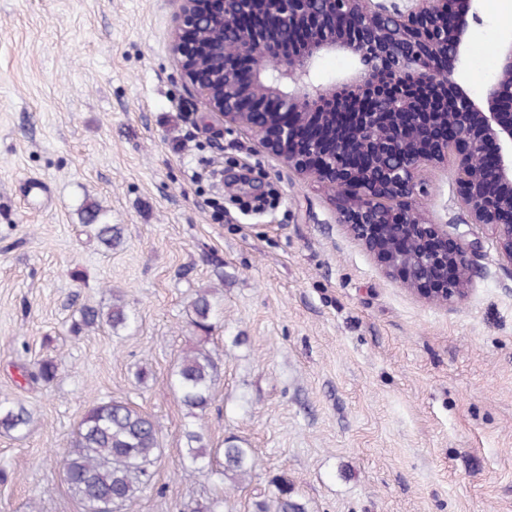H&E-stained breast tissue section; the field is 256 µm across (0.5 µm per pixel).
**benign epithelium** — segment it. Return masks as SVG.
<instances>
[{
	"label": "benign epithelium",
	"mask_w": 512,
	"mask_h": 512,
	"mask_svg": "<svg viewBox=\"0 0 512 512\" xmlns=\"http://www.w3.org/2000/svg\"><path fill=\"white\" fill-rule=\"evenodd\" d=\"M168 50L187 92L302 180L337 190L334 223L385 276L445 307L467 298L495 238L512 281V30L494 81L468 88L482 0H177ZM342 55L349 70L318 72ZM451 162L457 223L412 204Z\"/></svg>",
	"instance_id": "7a95c632"
}]
</instances>
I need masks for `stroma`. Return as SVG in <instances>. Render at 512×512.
<instances>
[{"instance_id":"1","label":"stroma","mask_w":512,"mask_h":512,"mask_svg":"<svg viewBox=\"0 0 512 512\" xmlns=\"http://www.w3.org/2000/svg\"><path fill=\"white\" fill-rule=\"evenodd\" d=\"M175 0H0V399L25 435H0V512H81L57 464L89 400L149 415L163 453L125 512H191L225 496L254 512L287 477L309 512H512V290L490 229L471 291L440 308L387 278L307 183L193 102L168 52ZM512 0H484L475 47L496 50ZM248 170L275 198L258 212L218 170ZM96 202L123 243L83 223ZM414 205L456 212L445 167ZM223 278H216V268ZM211 290L200 338L189 303ZM123 296L121 336L73 332L85 304ZM217 362L203 420L212 447L256 465L241 487L180 477L189 420L170 385L189 347ZM56 361L47 384L30 378ZM145 369V383L135 379ZM32 422V412L21 402L0 400V434L22 436Z\"/></svg>"}]
</instances>
